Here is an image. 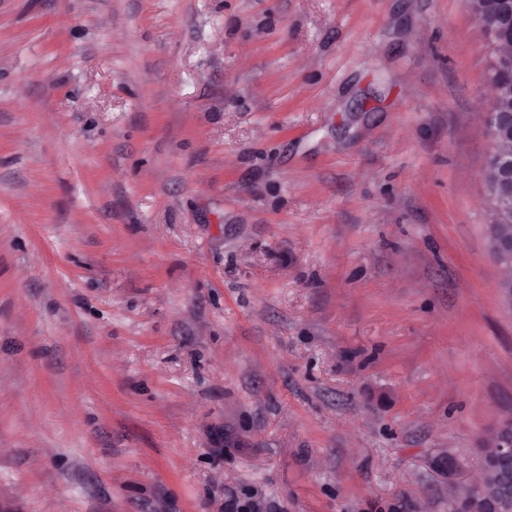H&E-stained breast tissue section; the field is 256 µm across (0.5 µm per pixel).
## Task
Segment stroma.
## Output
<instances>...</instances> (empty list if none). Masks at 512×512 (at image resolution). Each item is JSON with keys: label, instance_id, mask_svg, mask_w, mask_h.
<instances>
[{"label": "stroma", "instance_id": "obj_1", "mask_svg": "<svg viewBox=\"0 0 512 512\" xmlns=\"http://www.w3.org/2000/svg\"><path fill=\"white\" fill-rule=\"evenodd\" d=\"M464 0H0V512H448L512 418Z\"/></svg>", "mask_w": 512, "mask_h": 512}]
</instances>
